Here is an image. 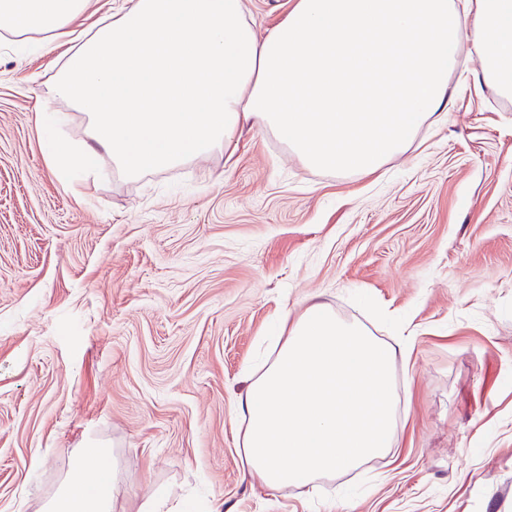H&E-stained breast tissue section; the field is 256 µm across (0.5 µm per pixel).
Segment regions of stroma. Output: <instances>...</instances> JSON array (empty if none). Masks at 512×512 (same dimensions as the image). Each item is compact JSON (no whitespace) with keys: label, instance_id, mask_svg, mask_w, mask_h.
<instances>
[{"label":"stroma","instance_id":"stroma-1","mask_svg":"<svg viewBox=\"0 0 512 512\" xmlns=\"http://www.w3.org/2000/svg\"><path fill=\"white\" fill-rule=\"evenodd\" d=\"M57 54L0 44V512H40L90 442L120 501L186 512H512V105L472 88L370 176L306 168L272 135L129 179L82 147ZM69 118L45 134L37 110ZM319 296L409 381L399 445L306 487L252 483L233 405L284 312ZM180 510H176V507L171 503L170 495L164 491L160 490L151 495L145 501L141 502L137 505V509L135 511H121V512H178Z\"/></svg>","mask_w":512,"mask_h":512}]
</instances>
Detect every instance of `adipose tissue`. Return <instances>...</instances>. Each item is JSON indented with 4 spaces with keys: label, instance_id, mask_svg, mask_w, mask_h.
I'll use <instances>...</instances> for the list:
<instances>
[{
    "label": "adipose tissue",
    "instance_id": "1",
    "mask_svg": "<svg viewBox=\"0 0 512 512\" xmlns=\"http://www.w3.org/2000/svg\"><path fill=\"white\" fill-rule=\"evenodd\" d=\"M0 0V30L59 53L54 93L88 119L80 158L128 178L272 134L307 168L371 175L443 123L461 51L512 104V0H293L259 34L248 0ZM89 29L75 28L84 15ZM236 401L250 478L305 486L397 445L394 348L317 297L285 316ZM110 450L79 449L42 512H117Z\"/></svg>",
    "mask_w": 512,
    "mask_h": 512
}]
</instances>
